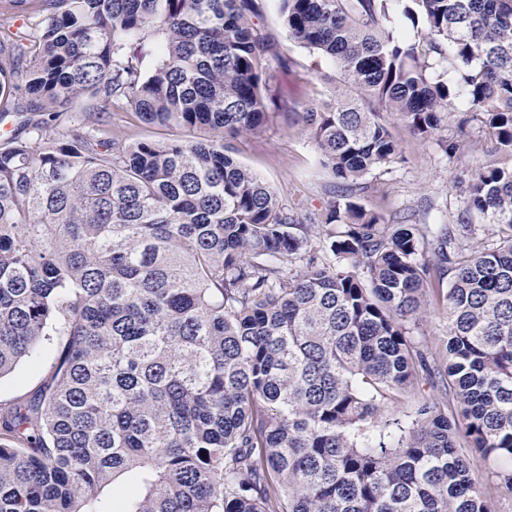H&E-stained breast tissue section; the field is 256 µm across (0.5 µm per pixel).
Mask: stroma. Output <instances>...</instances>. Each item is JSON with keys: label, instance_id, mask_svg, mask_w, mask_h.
<instances>
[{"label": "stroma", "instance_id": "35a3bbf8", "mask_svg": "<svg viewBox=\"0 0 512 512\" xmlns=\"http://www.w3.org/2000/svg\"><path fill=\"white\" fill-rule=\"evenodd\" d=\"M260 7L259 25L279 50V58L287 60L282 67L278 58L268 61L278 73L280 115L265 131L229 140L228 146L240 163L274 190L282 205L317 212L329 199L334 179L321 166L309 133L295 115L325 101L331 86L315 67L314 54L289 40L277 0H261ZM390 130L399 160L375 173L370 205L413 224L455 223L465 207L455 184L467 176L476 155L448 158L437 145L422 143L396 119L391 120ZM50 366L51 355L43 349L11 375L0 378V406L37 394Z\"/></svg>", "mask_w": 512, "mask_h": 512}]
</instances>
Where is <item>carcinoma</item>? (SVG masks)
<instances>
[{
	"instance_id": "cac0c4a2",
	"label": "carcinoma",
	"mask_w": 512,
	"mask_h": 512,
	"mask_svg": "<svg viewBox=\"0 0 512 512\" xmlns=\"http://www.w3.org/2000/svg\"><path fill=\"white\" fill-rule=\"evenodd\" d=\"M336 89L298 114L338 183L279 204L224 141L275 116L257 0H0V512H495L512 467V0H278ZM21 24H16V21ZM162 38L145 70L134 45ZM453 77H448V72ZM88 93L92 111L73 101ZM203 137L129 142L112 108ZM493 144L459 224L365 202L398 147ZM497 227L473 247L472 214ZM449 286H443L445 279ZM438 297L441 353L412 327ZM426 380L403 420L384 404ZM51 366L48 350L40 351L30 361L22 362L9 376L0 380V406L13 403L18 398H30L43 387Z\"/></svg>"
}]
</instances>
